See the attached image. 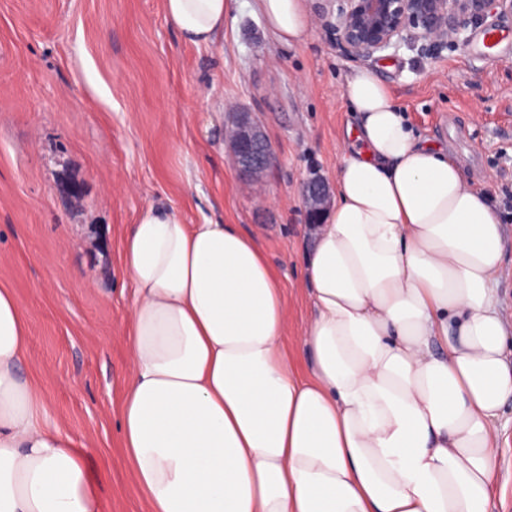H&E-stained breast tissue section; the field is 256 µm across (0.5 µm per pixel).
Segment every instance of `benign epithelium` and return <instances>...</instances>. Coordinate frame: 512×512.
<instances>
[{"instance_id":"7a95c632","label":"benign epithelium","mask_w":512,"mask_h":512,"mask_svg":"<svg viewBox=\"0 0 512 512\" xmlns=\"http://www.w3.org/2000/svg\"><path fill=\"white\" fill-rule=\"evenodd\" d=\"M330 29L344 52L368 61L401 46L420 52L468 41L465 32L497 11L512 13V0H337ZM240 180L253 182L270 167L274 151L263 126L252 112H234L225 130ZM300 194L308 223L319 224L330 200L328 183L313 177Z\"/></svg>"}]
</instances>
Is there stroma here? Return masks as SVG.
Masks as SVG:
<instances>
[{
  "mask_svg": "<svg viewBox=\"0 0 512 512\" xmlns=\"http://www.w3.org/2000/svg\"><path fill=\"white\" fill-rule=\"evenodd\" d=\"M253 4L229 0L223 33L195 47L162 0H0V287L29 327L25 372L49 422L84 445L104 512H144L118 409L133 304L122 239L147 206L257 235L288 306L287 348L311 311L299 187L336 180L351 118L343 85L359 62L327 28L336 0H307L312 29L298 45L277 42ZM488 26L500 34L496 62L478 43ZM368 66L418 135L499 205L512 266V15L488 16L466 45L435 56L403 48ZM237 111L256 114L274 149L252 183L237 179L225 141ZM499 429L493 512H512V401Z\"/></svg>",
  "mask_w": 512,
  "mask_h": 512,
  "instance_id": "obj_1",
  "label": "stroma"
}]
</instances>
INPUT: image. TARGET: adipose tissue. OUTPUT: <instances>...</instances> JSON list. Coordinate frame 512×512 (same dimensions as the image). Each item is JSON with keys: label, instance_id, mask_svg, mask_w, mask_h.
<instances>
[{"label": "adipose tissue", "instance_id": "obj_1", "mask_svg": "<svg viewBox=\"0 0 512 512\" xmlns=\"http://www.w3.org/2000/svg\"><path fill=\"white\" fill-rule=\"evenodd\" d=\"M228 7L163 0L197 47ZM255 8L278 42L311 29L305 0ZM343 92L353 121L302 269L306 372L254 236L151 205L123 239L135 300L120 429L145 512H491L512 399L500 217L375 70H353ZM28 340L0 288V512H102L83 452L23 374Z\"/></svg>", "mask_w": 512, "mask_h": 512}]
</instances>
